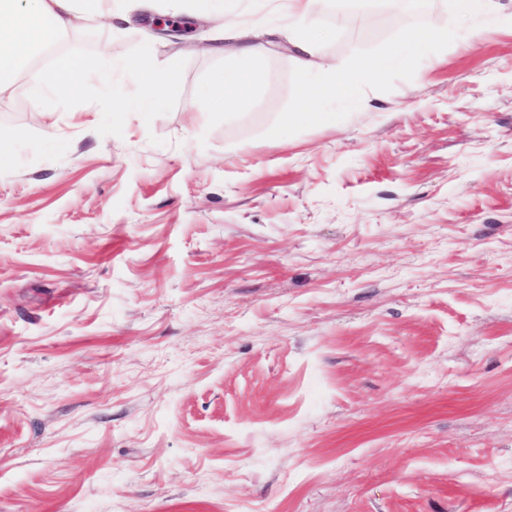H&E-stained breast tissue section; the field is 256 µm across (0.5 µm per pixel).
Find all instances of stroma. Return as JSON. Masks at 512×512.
Returning <instances> with one entry per match:
<instances>
[{
    "mask_svg": "<svg viewBox=\"0 0 512 512\" xmlns=\"http://www.w3.org/2000/svg\"><path fill=\"white\" fill-rule=\"evenodd\" d=\"M313 0L348 68L432 21L324 118L287 18L120 0L0 92V512H512V0ZM152 19L196 22L176 38ZM263 42L250 101L196 111ZM151 54L30 110L64 55ZM126 109L111 112L113 103ZM493 0H453L452 11L448 14L449 25L460 20L475 18L488 13Z\"/></svg>",
    "mask_w": 512,
    "mask_h": 512,
    "instance_id": "1",
    "label": "stroma"
}]
</instances>
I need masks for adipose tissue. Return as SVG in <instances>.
<instances>
[{
	"instance_id": "1",
	"label": "adipose tissue",
	"mask_w": 512,
	"mask_h": 512,
	"mask_svg": "<svg viewBox=\"0 0 512 512\" xmlns=\"http://www.w3.org/2000/svg\"><path fill=\"white\" fill-rule=\"evenodd\" d=\"M312 0H286L288 15L296 25L299 63L316 69L314 85L302 88L304 99L319 104L348 98L358 84L379 81L391 65L387 58H363L349 72L335 64H315L304 35L311 19ZM113 0H0V89L10 85L14 74L43 50L56 44L74 23H97L112 17ZM132 72L141 80L150 107L159 106L177 75L160 71L149 54L142 53L113 61L111 56L95 58L71 55L61 59L41 75V95L33 99L32 109L45 112V98L65 91L70 97L83 95L85 79L111 78L114 72ZM266 79V49L255 44L245 51L239 67L213 72L200 91L204 104L236 107L246 104Z\"/></svg>"
}]
</instances>
